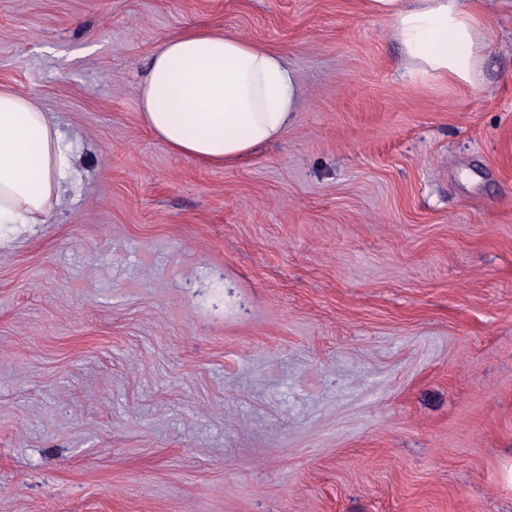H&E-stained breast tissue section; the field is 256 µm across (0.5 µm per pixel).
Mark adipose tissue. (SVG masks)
Listing matches in <instances>:
<instances>
[{
  "label": "adipose tissue",
  "instance_id": "obj_1",
  "mask_svg": "<svg viewBox=\"0 0 512 512\" xmlns=\"http://www.w3.org/2000/svg\"><path fill=\"white\" fill-rule=\"evenodd\" d=\"M361 10L389 20L414 79L480 86L489 30L478 0H361ZM299 100L282 53L202 26L167 38L137 87L145 128L174 152L217 166L281 140ZM76 175L52 118L31 97L0 90V230L45 223Z\"/></svg>",
  "mask_w": 512,
  "mask_h": 512
}]
</instances>
